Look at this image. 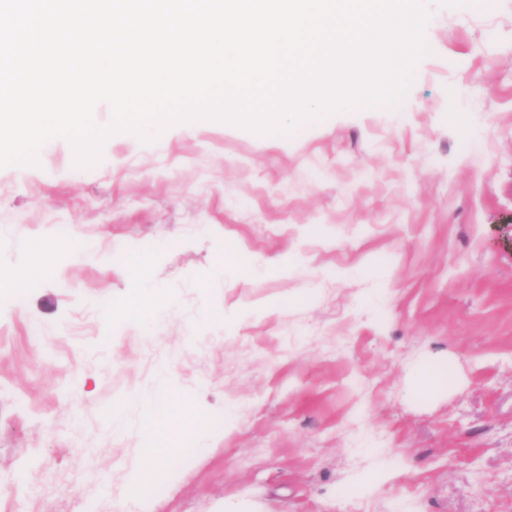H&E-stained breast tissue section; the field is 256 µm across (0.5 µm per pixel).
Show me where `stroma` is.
<instances>
[{"label": "stroma", "mask_w": 512, "mask_h": 512, "mask_svg": "<svg viewBox=\"0 0 512 512\" xmlns=\"http://www.w3.org/2000/svg\"><path fill=\"white\" fill-rule=\"evenodd\" d=\"M495 2L428 0L432 53L398 108L289 137L117 133L87 168L54 139L0 168V269H52L0 306V512H121L137 449L165 443L136 395L171 354L157 399L188 428L142 494L155 512H512V0ZM137 278L173 297L146 332L114 312ZM427 363L448 386L422 399ZM415 380L422 390L421 394L425 395L428 390H432L446 383L447 371L437 364L422 366L417 370Z\"/></svg>", "instance_id": "35a3bbf8"}]
</instances>
